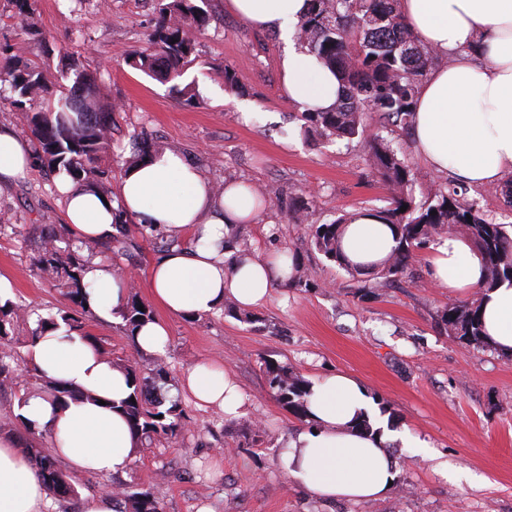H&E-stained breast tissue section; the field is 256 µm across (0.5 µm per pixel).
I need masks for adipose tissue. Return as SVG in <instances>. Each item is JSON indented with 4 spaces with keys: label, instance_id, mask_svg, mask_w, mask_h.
<instances>
[{
    "label": "adipose tissue",
    "instance_id": "ef3b65f1",
    "mask_svg": "<svg viewBox=\"0 0 512 512\" xmlns=\"http://www.w3.org/2000/svg\"><path fill=\"white\" fill-rule=\"evenodd\" d=\"M230 9L253 27L274 31L286 44L281 79L300 111L334 108L341 96L336 74L303 47L299 26L309 0H228ZM398 10L417 39L450 57L420 85L412 116L414 148L433 172L449 173L472 187L498 186L512 175V0H398ZM34 150L14 129L0 128V179L26 178ZM58 189L66 220L80 239L106 240L115 234V211L138 225L189 231L191 241L160 254L147 273L155 303L174 318L219 310L226 301L248 308L264 304L273 288L292 273L287 254L273 258L236 247L231 227L257 223L269 203L250 186L216 187L182 155L164 151L148 163L129 167L114 201L62 179ZM394 245L378 218L357 211L345 229L342 248L356 262L384 258ZM434 282L464 298L483 276L480 257L468 244L448 237L431 243ZM84 280L89 305L104 319L122 309L126 287L111 265L92 261ZM483 329L499 351L512 354V285L484 295ZM49 378L82 393L62 408L41 396H27L19 413L33 428L49 431L53 451L74 473L124 471L137 441L121 400L130 388L126 375L67 325L37 338L29 350ZM180 389L201 408L228 416L246 413L243 395L228 370L201 362L184 371ZM310 428L288 442L289 474L317 499L362 502L385 498L400 466L391 453L408 442L407 429L379 416L362 383L339 372L315 381L308 397ZM367 420L369 430L356 429ZM51 505L30 455L15 436L0 434V512H48Z\"/></svg>",
    "mask_w": 512,
    "mask_h": 512
}]
</instances>
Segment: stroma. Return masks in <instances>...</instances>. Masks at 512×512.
<instances>
[{
    "label": "stroma",
    "instance_id": "obj_1",
    "mask_svg": "<svg viewBox=\"0 0 512 512\" xmlns=\"http://www.w3.org/2000/svg\"><path fill=\"white\" fill-rule=\"evenodd\" d=\"M36 33L20 24L13 0H0V68L39 63L50 76L77 62L94 79L103 105L112 109V148L99 165L111 173L117 195L134 145L153 152L174 148L214 184L235 179L258 189L270 202L257 223L243 224L239 240L265 254L296 255L310 285L274 288L250 320L226 310L165 322L170 343L164 356L133 345L123 319L89 318L86 329L113 362L135 361L141 375L166 366L168 392L179 389L183 369L209 360L239 379L249 412L228 419L216 408H198L181 397L184 427L177 436L136 448L125 474L71 476L76 499H53L51 512H80L79 499L115 484L152 492L164 512H512V355L467 345L441 322L459 305L430 278L426 249L415 252L406 271L387 282L348 272L313 249L308 227L354 210L391 205L387 185L372 169L363 138L326 139L304 131L300 111L282 91L280 62L285 45L232 14L227 0H206V30L196 37L194 61L181 78L160 81L130 67L126 59L146 47L154 29L157 0H34ZM233 82H225V73ZM195 84L197 106L180 95ZM383 137L402 148L401 157L421 178L415 199L449 182L429 171L413 148L409 130L387 126ZM0 292L36 314L70 308L62 290L34 266L41 227L63 224L57 179L42 164L19 181H0ZM167 233L146 232L128 254L99 253L101 263L135 274L143 302H150L145 275L166 251ZM272 360L305 381L340 371L359 379L390 421L427 440L424 448L395 446L400 463L395 490L370 502L310 497L284 463L288 439L306 423L270 393L264 372ZM36 372L15 374L0 387V433L12 432L23 446L51 451L46 431L26 430L17 417L19 399L39 390ZM468 472L454 483L436 462Z\"/></svg>",
    "mask_w": 512,
    "mask_h": 512
}]
</instances>
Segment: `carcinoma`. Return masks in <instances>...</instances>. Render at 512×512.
Listing matches in <instances>:
<instances>
[{
	"label": "carcinoma",
	"instance_id": "obj_1",
	"mask_svg": "<svg viewBox=\"0 0 512 512\" xmlns=\"http://www.w3.org/2000/svg\"><path fill=\"white\" fill-rule=\"evenodd\" d=\"M158 2L159 18L147 47L131 54L127 63L151 78L167 81L181 76L191 63L196 34L206 28L209 15L192 0ZM301 38L342 81L336 107L327 112L300 113L305 127L326 137L349 139L365 132L371 112L383 123L409 124L421 77L439 62V57L404 25L396 0H311L309 15L301 24ZM0 81L7 84L10 105L30 132L36 159L59 176L99 192L107 189L109 172L99 168L98 160L112 144V113L99 105L88 75L72 63L52 83L41 65L16 62L4 71ZM400 153L390 139L376 135L368 140L369 161L391 191V207L379 211L395 242L390 254L377 262H350L342 250L348 224L345 216L311 226L310 245L352 272L360 274L367 269L374 278L389 280L403 273L415 250L439 237H459L469 241L484 262V290L504 282L512 285V233L480 214L455 186L439 185L425 202H415L418 175ZM97 247L95 241L75 244L63 238L54 225H44L36 267L44 279L65 289L75 308L37 316L31 340L55 328L61 320L92 341L84 332V320L93 312L86 304L83 273ZM141 304L133 284H128L122 314L131 333L154 320L149 307L139 310ZM30 316L20 305L9 300L0 302V385L20 369L10 341L14 326ZM441 322L461 342L488 345L477 302L448 308ZM118 369L125 372L133 386L121 408L134 437L150 443L157 437L175 436L181 428L183 409L176 401L164 407L155 396L168 384L165 366L157 364L147 377L140 376L131 363ZM265 369L273 397L299 418L307 417L309 384L277 362H265ZM43 392L47 400L60 406L77 396L66 383L50 378L44 379ZM31 453L50 493L63 499L75 496L74 487L53 456L34 448ZM116 492L126 503L125 512H162L161 500L153 493L129 494L121 486Z\"/></svg>",
	"mask_w": 512,
	"mask_h": 512
}]
</instances>
